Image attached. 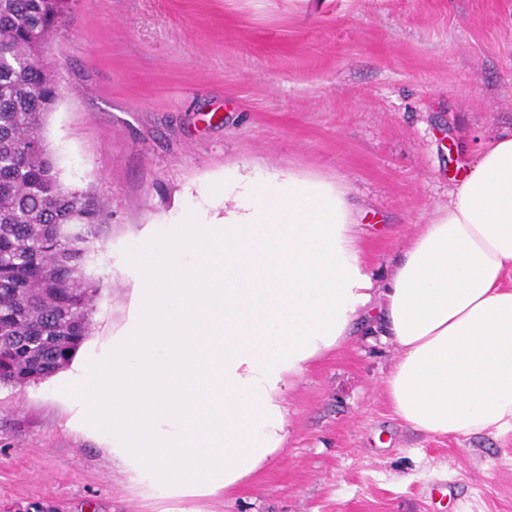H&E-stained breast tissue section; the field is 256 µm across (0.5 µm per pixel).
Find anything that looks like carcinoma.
I'll return each mask as SVG.
<instances>
[{"label": "carcinoma", "mask_w": 512, "mask_h": 512, "mask_svg": "<svg viewBox=\"0 0 512 512\" xmlns=\"http://www.w3.org/2000/svg\"><path fill=\"white\" fill-rule=\"evenodd\" d=\"M74 5L0 0V385L67 368L100 288L86 266L103 209L60 183L41 136L58 96L44 48Z\"/></svg>", "instance_id": "cac0c4a2"}]
</instances>
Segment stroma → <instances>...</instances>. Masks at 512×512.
I'll return each mask as SVG.
<instances>
[{
  "label": "stroma",
  "instance_id": "35a3bbf8",
  "mask_svg": "<svg viewBox=\"0 0 512 512\" xmlns=\"http://www.w3.org/2000/svg\"><path fill=\"white\" fill-rule=\"evenodd\" d=\"M58 177L102 202L90 339L135 300L156 224L234 208L228 178L337 185L382 283L447 204L456 165L512 127V0H78L44 55ZM399 356L359 332L294 378L283 447L195 512H512V432L436 437L389 406ZM39 382L0 386V512H171Z\"/></svg>",
  "mask_w": 512,
  "mask_h": 512
}]
</instances>
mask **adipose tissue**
Returning <instances> with one entry per match:
<instances>
[{"label": "adipose tissue", "mask_w": 512, "mask_h": 512, "mask_svg": "<svg viewBox=\"0 0 512 512\" xmlns=\"http://www.w3.org/2000/svg\"><path fill=\"white\" fill-rule=\"evenodd\" d=\"M249 202L147 236L124 332L55 375L149 496L230 491L283 445L291 378L352 336L379 298L400 356L384 390L416 431H512V130L478 149L374 286L342 190L305 178L228 183Z\"/></svg>", "instance_id": "obj_1"}]
</instances>
